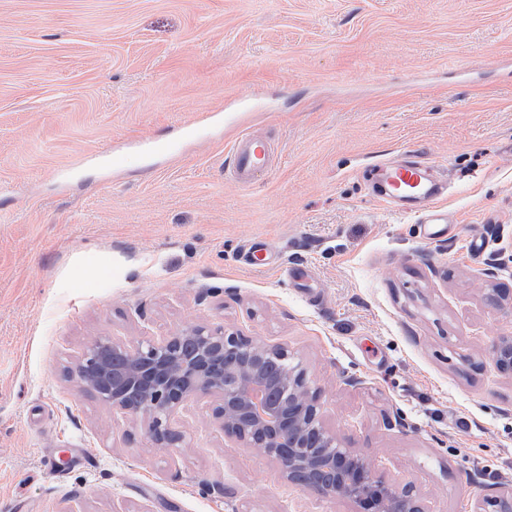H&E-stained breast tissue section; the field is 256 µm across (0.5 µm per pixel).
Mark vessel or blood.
<instances>
[{"label": "vessel or blood", "mask_w": 512, "mask_h": 512, "mask_svg": "<svg viewBox=\"0 0 512 512\" xmlns=\"http://www.w3.org/2000/svg\"><path fill=\"white\" fill-rule=\"evenodd\" d=\"M272 151L266 140L249 130L240 131L231 144L225 168L234 181L247 186L257 172L271 165ZM369 180L382 183V195L404 212H423L427 239L439 237L447 216L440 207L443 189L432 179L429 166L420 160L379 163L366 171Z\"/></svg>", "instance_id": "b4317fda"}]
</instances>
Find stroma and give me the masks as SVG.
<instances>
[{"instance_id":"1","label":"stroma","mask_w":512,"mask_h":512,"mask_svg":"<svg viewBox=\"0 0 512 512\" xmlns=\"http://www.w3.org/2000/svg\"><path fill=\"white\" fill-rule=\"evenodd\" d=\"M242 129L273 151L247 187ZM409 154L446 183L442 238L363 175ZM261 239L278 268L243 265ZM490 288L512 297V0H0V512H356L225 437L212 396L172 450L70 372L196 326L288 347L350 448L473 512L512 487ZM271 156V147L266 140L243 129L229 148L224 168L235 182L247 186L257 172L271 166ZM142 150L174 156L181 152V144L178 142L154 143L150 141L146 144L139 143L132 152L123 150L112 152V168H126L135 160H138V156H140L138 152Z\"/></svg>"}]
</instances>
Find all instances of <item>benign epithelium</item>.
<instances>
[{
  "label": "benign epithelium",
  "mask_w": 512,
  "mask_h": 512,
  "mask_svg": "<svg viewBox=\"0 0 512 512\" xmlns=\"http://www.w3.org/2000/svg\"><path fill=\"white\" fill-rule=\"evenodd\" d=\"M493 354L498 370L511 374L512 336L499 338ZM73 373L103 403L142 422L162 448L183 440L172 415L207 394L224 435L257 449L292 484L305 474L304 491L347 499L361 512H427L412 487L378 474L325 425L321 388L283 346L207 326L135 347L101 338ZM473 512H512V488L496 491Z\"/></svg>",
  "instance_id": "benign-epithelium-1"
}]
</instances>
